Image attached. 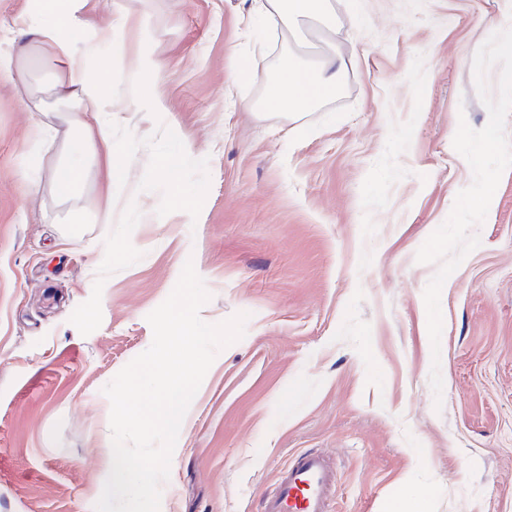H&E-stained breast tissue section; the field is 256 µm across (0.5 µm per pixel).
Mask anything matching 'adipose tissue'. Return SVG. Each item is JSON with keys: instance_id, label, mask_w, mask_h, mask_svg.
<instances>
[{"instance_id": "1", "label": "adipose tissue", "mask_w": 512, "mask_h": 512, "mask_svg": "<svg viewBox=\"0 0 512 512\" xmlns=\"http://www.w3.org/2000/svg\"><path fill=\"white\" fill-rule=\"evenodd\" d=\"M78 0H38L41 16L48 25L37 28V43L46 54V62L62 69L63 75L50 88L54 102L72 114L70 133L74 136L96 134L105 152H112L109 126L90 130L83 117L102 111L107 100L111 72L95 66L97 48L86 45L82 62H75L66 38L67 31L77 23ZM256 12L265 24L284 31H295L301 21L312 20L325 28L335 25L330 0H257ZM346 72L342 58L335 57L319 68L309 70L297 65L282 64L275 80L267 83L262 107L265 110L293 111L333 98L341 89Z\"/></svg>"}]
</instances>
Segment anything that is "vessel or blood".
Masks as SVG:
<instances>
[{
  "label": "vessel or blood",
  "instance_id": "vessel-or-blood-1",
  "mask_svg": "<svg viewBox=\"0 0 512 512\" xmlns=\"http://www.w3.org/2000/svg\"><path fill=\"white\" fill-rule=\"evenodd\" d=\"M336 471L322 453L303 451L291 459L263 499V512H331Z\"/></svg>",
  "mask_w": 512,
  "mask_h": 512
}]
</instances>
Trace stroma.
<instances>
[{"label":"stroma","mask_w":512,"mask_h":512,"mask_svg":"<svg viewBox=\"0 0 512 512\" xmlns=\"http://www.w3.org/2000/svg\"><path fill=\"white\" fill-rule=\"evenodd\" d=\"M331 3L341 90L262 112L286 40L254 0H83L72 53L96 43L120 74L87 119L112 128L111 170L100 147L65 139L66 109L29 111L53 75L17 29L28 0H0V53L20 61L0 76V512H95L112 447L103 389L150 346L146 317L189 261L211 295L201 319L248 320L186 412L160 512H260L304 449L336 466L332 512H386L399 489L425 512H512V168L442 287L436 350L423 293L439 266L416 260L473 180L453 139L460 121L489 120L473 58L512 5ZM150 59L162 77L137 91L128 75ZM76 161L86 177L66 198L54 176Z\"/></svg>","instance_id":"obj_1"}]
</instances>
